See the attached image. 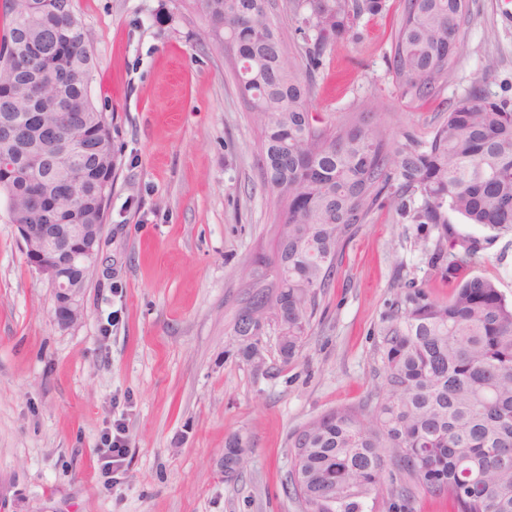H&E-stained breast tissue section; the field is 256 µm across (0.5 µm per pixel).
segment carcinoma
<instances>
[{
	"label": "carcinoma",
	"mask_w": 512,
	"mask_h": 512,
	"mask_svg": "<svg viewBox=\"0 0 512 512\" xmlns=\"http://www.w3.org/2000/svg\"><path fill=\"white\" fill-rule=\"evenodd\" d=\"M39 0H0V126L16 125L8 150L19 174L1 186L14 224L102 223L100 172L115 163L111 121L94 104L92 52L73 0L63 15L34 8ZM212 39L233 53L236 82L261 130L255 164L277 213L274 256L249 270V293L234 325L237 355L244 337L263 335L279 306L288 309L285 360L300 351L321 292L329 287L344 241L379 206L408 224H430L421 250L448 279L440 300L413 281L399 286L379 328L385 391L370 415L337 407L290 437L288 472L301 512H376L387 495L393 512H409L420 494L448 497L456 512H512V302L481 275L462 278L482 250L477 237L448 234V212L469 223L512 231V101L473 93L422 138L390 133L373 112L342 115L310 107L325 55L345 37L360 39L357 21L385 0H284L306 44L302 64L286 61L269 0H192ZM467 0H403L389 57L390 73L409 101L435 96L458 56ZM28 59L20 68L15 56ZM68 153L83 192L71 210L42 215L26 195ZM44 158L38 173L31 155ZM279 264L280 273L268 275ZM246 462L240 438L224 452V472Z\"/></svg>",
	"instance_id": "1"
}]
</instances>
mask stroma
<instances>
[{"mask_svg": "<svg viewBox=\"0 0 512 512\" xmlns=\"http://www.w3.org/2000/svg\"><path fill=\"white\" fill-rule=\"evenodd\" d=\"M74 8L92 97L112 119L114 182L85 317L67 329L0 195V512H301L287 486L291 432L337 406L371 413L398 281L448 295L418 245L431 228L375 209L345 240L299 354L284 361L272 323L254 368L235 353L234 322L247 267L272 248L276 206L231 56L205 39L190 0ZM401 12L387 0L361 17V42L335 44L313 111L373 112L426 136L473 90L512 100V0H469L447 81L415 103L389 70ZM448 224L484 240L473 271L512 302V232L455 213ZM118 420L129 454L108 473L98 447ZM235 435L248 462L230 476Z\"/></svg>", "mask_w": 512, "mask_h": 512, "instance_id": "1", "label": "stroma"}]
</instances>
